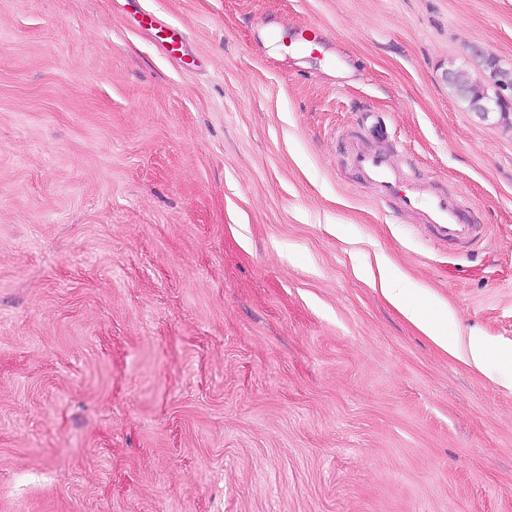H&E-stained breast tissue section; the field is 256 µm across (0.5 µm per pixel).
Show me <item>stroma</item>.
<instances>
[{"label": "stroma", "mask_w": 512, "mask_h": 512, "mask_svg": "<svg viewBox=\"0 0 512 512\" xmlns=\"http://www.w3.org/2000/svg\"><path fill=\"white\" fill-rule=\"evenodd\" d=\"M475 48L512 68V0H0V512H512L500 365L370 278L512 343V127L445 79ZM356 137L481 242L379 203ZM378 274L382 295L437 348L480 372H485L494 359L506 363L510 371L501 374L497 382L512 390V346L495 347L482 336H461L456 330L455 313L447 303L394 274L385 261L379 264Z\"/></svg>", "instance_id": "obj_1"}]
</instances>
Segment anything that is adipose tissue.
Returning <instances> with one entry per match:
<instances>
[{
	"label": "adipose tissue",
	"mask_w": 512,
	"mask_h": 512,
	"mask_svg": "<svg viewBox=\"0 0 512 512\" xmlns=\"http://www.w3.org/2000/svg\"><path fill=\"white\" fill-rule=\"evenodd\" d=\"M378 274L382 295L437 348L480 372L486 371L492 361L506 363L508 370L500 375L498 382L512 390V346L495 347L481 336H461L456 329L455 313L447 303L394 274L388 263H380Z\"/></svg>",
	"instance_id": "ef3b65f1"
}]
</instances>
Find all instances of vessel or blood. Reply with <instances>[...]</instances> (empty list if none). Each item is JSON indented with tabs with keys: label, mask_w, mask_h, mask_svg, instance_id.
<instances>
[{
	"label": "vessel or blood",
	"mask_w": 512,
	"mask_h": 512,
	"mask_svg": "<svg viewBox=\"0 0 512 512\" xmlns=\"http://www.w3.org/2000/svg\"><path fill=\"white\" fill-rule=\"evenodd\" d=\"M348 161L359 179L372 186L379 199L397 200L402 212L418 216L438 241L471 244L482 232L466 218V202L458 195L431 191L426 183L411 181L391 157L383 152L354 146Z\"/></svg>",
	"instance_id": "vessel-or-blood-1"
}]
</instances>
